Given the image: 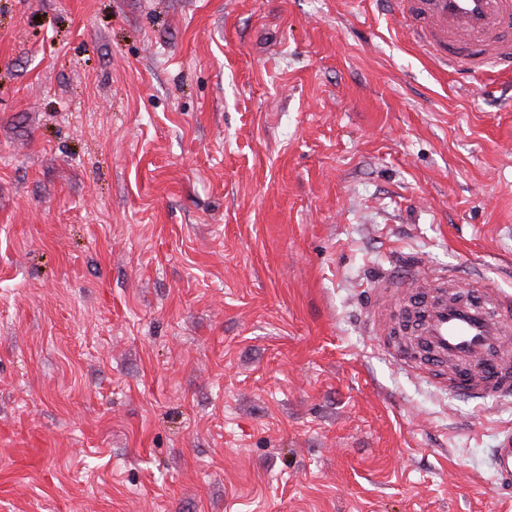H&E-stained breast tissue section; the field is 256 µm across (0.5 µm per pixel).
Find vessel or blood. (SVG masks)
Wrapping results in <instances>:
<instances>
[{"instance_id": "vessel-or-blood-1", "label": "vessel or blood", "mask_w": 512, "mask_h": 512, "mask_svg": "<svg viewBox=\"0 0 512 512\" xmlns=\"http://www.w3.org/2000/svg\"><path fill=\"white\" fill-rule=\"evenodd\" d=\"M416 44L442 67L512 71V0H391ZM453 271L415 266L374 281L366 324L410 375L475 402L512 395V294L480 276L459 298ZM494 480L512 487V448L494 453Z\"/></svg>"}]
</instances>
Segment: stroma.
<instances>
[{"label": "stroma", "mask_w": 512, "mask_h": 512, "mask_svg": "<svg viewBox=\"0 0 512 512\" xmlns=\"http://www.w3.org/2000/svg\"><path fill=\"white\" fill-rule=\"evenodd\" d=\"M418 260L512 293V77L386 0H0V512H512V397L364 326ZM512 446L496 448L494 453V481L504 489L512 487Z\"/></svg>", "instance_id": "1"}]
</instances>
